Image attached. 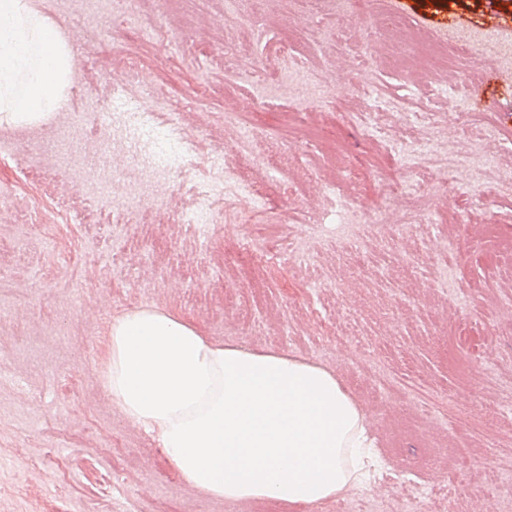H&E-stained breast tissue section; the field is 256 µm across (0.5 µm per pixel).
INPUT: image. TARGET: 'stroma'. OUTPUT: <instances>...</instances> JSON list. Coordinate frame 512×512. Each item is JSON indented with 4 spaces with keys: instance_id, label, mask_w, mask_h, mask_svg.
<instances>
[{
    "instance_id": "stroma-1",
    "label": "stroma",
    "mask_w": 512,
    "mask_h": 512,
    "mask_svg": "<svg viewBox=\"0 0 512 512\" xmlns=\"http://www.w3.org/2000/svg\"><path fill=\"white\" fill-rule=\"evenodd\" d=\"M29 3L64 34L74 65L49 119L0 124V187L10 194L0 209V512H291L195 491L113 410L99 381L102 337L113 315L145 305L218 340L334 369L377 440L384 512H401L418 484L433 489L426 512H493L512 467V262L490 258L486 231L512 238V70L493 87L475 52L455 69L417 67L405 33L375 31L374 20L394 11L429 34L452 14L468 30L493 11L512 18V0H355L344 12L331 0H289L262 15L251 0L233 14L225 0H144L139 22L158 31L150 44L125 25L60 13L57 0ZM285 41L297 65L283 66ZM332 61L368 65L375 93L349 75L317 85ZM118 79L133 86L137 107L160 101L181 113L197 142L191 164L218 153L261 187L253 228L220 211L200 244L178 220L192 196L175 171L155 215L93 230L64 215L44 226V240L26 238L33 200L81 206L73 172L50 146L87 103L111 111ZM232 108L256 130L252 142L225 121ZM365 112L380 137L361 124ZM453 123L458 155L498 130L504 183L438 185L446 155L411 170L387 147ZM33 168L41 178L22 183ZM408 176L420 185L412 236L337 250L350 214L373 212L386 185ZM308 224L323 231L308 243L309 264L254 265L240 253L252 231L274 232L288 251ZM465 324L485 343L475 363L452 339ZM461 442L471 454L457 453Z\"/></svg>"
}]
</instances>
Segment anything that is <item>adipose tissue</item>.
Here are the masks:
<instances>
[{
	"label": "adipose tissue",
	"instance_id": "adipose-tissue-1",
	"mask_svg": "<svg viewBox=\"0 0 512 512\" xmlns=\"http://www.w3.org/2000/svg\"><path fill=\"white\" fill-rule=\"evenodd\" d=\"M72 60L47 17L26 0H0V123L55 112ZM103 346L113 408L206 496L319 506L378 463L365 411L323 365L220 342L155 306L113 316Z\"/></svg>",
	"mask_w": 512,
	"mask_h": 512
}]
</instances>
